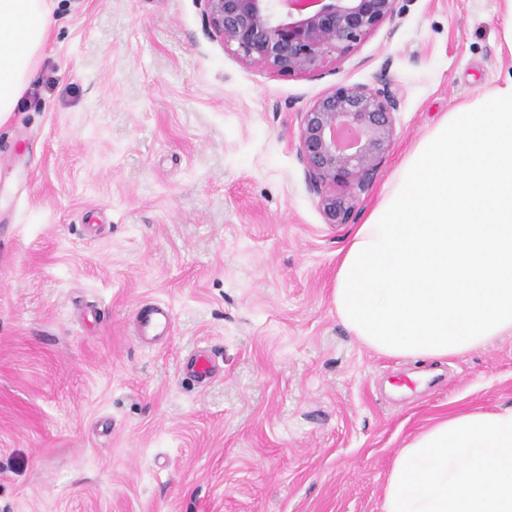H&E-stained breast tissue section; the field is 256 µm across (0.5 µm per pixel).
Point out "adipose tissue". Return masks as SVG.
<instances>
[{
  "instance_id": "obj_1",
  "label": "adipose tissue",
  "mask_w": 512,
  "mask_h": 512,
  "mask_svg": "<svg viewBox=\"0 0 512 512\" xmlns=\"http://www.w3.org/2000/svg\"><path fill=\"white\" fill-rule=\"evenodd\" d=\"M47 0H0V119L46 42ZM390 357L445 361L512 334V75L446 114L354 228L332 297ZM383 512H512V405L436 417L401 448Z\"/></svg>"
}]
</instances>
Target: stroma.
<instances>
[{
	"instance_id": "stroma-1",
	"label": "stroma",
	"mask_w": 512,
	"mask_h": 512,
	"mask_svg": "<svg viewBox=\"0 0 512 512\" xmlns=\"http://www.w3.org/2000/svg\"><path fill=\"white\" fill-rule=\"evenodd\" d=\"M0 122V512H382L438 414L512 404V335L422 363L336 316L338 252L305 182L301 114L387 79L396 135L366 219L445 114L512 73L499 0H399L323 78L240 63L199 0H48ZM169 306L170 336L135 317ZM211 351L197 386L184 360Z\"/></svg>"
}]
</instances>
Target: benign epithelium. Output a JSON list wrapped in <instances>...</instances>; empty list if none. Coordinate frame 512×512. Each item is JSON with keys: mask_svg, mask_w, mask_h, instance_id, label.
Instances as JSON below:
<instances>
[{"mask_svg": "<svg viewBox=\"0 0 512 512\" xmlns=\"http://www.w3.org/2000/svg\"><path fill=\"white\" fill-rule=\"evenodd\" d=\"M209 33L245 65L280 76L320 77L331 61L382 28L393 37L398 0H200ZM400 100L390 83H338L301 113L305 180L329 224L356 220V201L375 180L396 132ZM345 185L338 197L330 188Z\"/></svg>", "mask_w": 512, "mask_h": 512, "instance_id": "obj_1", "label": "benign epithelium"}]
</instances>
